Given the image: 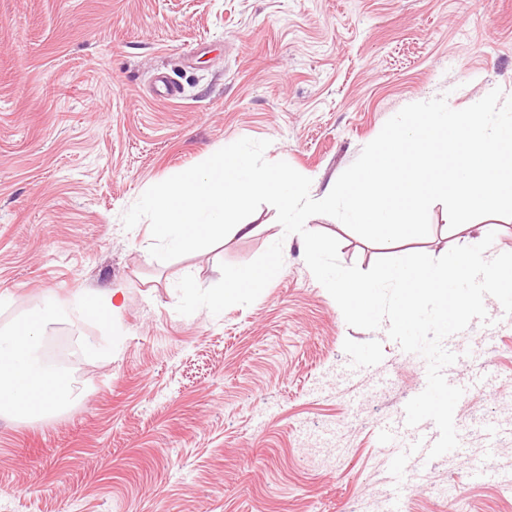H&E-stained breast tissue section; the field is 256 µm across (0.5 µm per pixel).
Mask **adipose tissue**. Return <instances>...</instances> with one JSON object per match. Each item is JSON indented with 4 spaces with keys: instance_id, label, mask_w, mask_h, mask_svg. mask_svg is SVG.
<instances>
[{
    "instance_id": "adipose-tissue-1",
    "label": "adipose tissue",
    "mask_w": 512,
    "mask_h": 512,
    "mask_svg": "<svg viewBox=\"0 0 512 512\" xmlns=\"http://www.w3.org/2000/svg\"><path fill=\"white\" fill-rule=\"evenodd\" d=\"M58 314L48 306L25 316L0 336V412L16 416L58 411L78 396L71 380L44 366L33 351Z\"/></svg>"
}]
</instances>
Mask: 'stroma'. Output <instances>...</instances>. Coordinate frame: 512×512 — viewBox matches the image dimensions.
<instances>
[{
	"label": "stroma",
	"instance_id": "stroma-1",
	"mask_svg": "<svg viewBox=\"0 0 512 512\" xmlns=\"http://www.w3.org/2000/svg\"><path fill=\"white\" fill-rule=\"evenodd\" d=\"M165 73L180 94L165 100ZM512 89V0H0V331L51 305L82 350L66 376L84 397L56 414H0V512H386L391 448L377 428L426 371L386 328L348 326L284 235L273 206L247 238L169 261L150 224L122 217L150 186L248 137L268 161L311 179L320 198L415 101L459 110ZM368 241L339 220L341 264L438 258L476 231ZM287 238L284 265L251 305L177 313L178 281L208 288ZM124 291L112 328L76 296ZM482 325L459 377L495 384L456 406L461 458L403 482L404 512H512V493L475 482L471 463L512 470V320Z\"/></svg>",
	"mask_w": 512,
	"mask_h": 512
}]
</instances>
